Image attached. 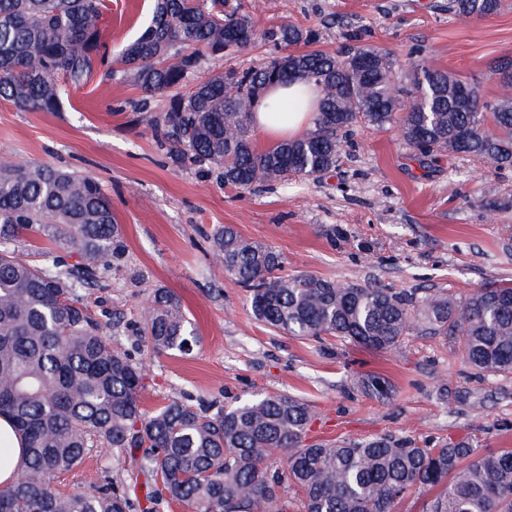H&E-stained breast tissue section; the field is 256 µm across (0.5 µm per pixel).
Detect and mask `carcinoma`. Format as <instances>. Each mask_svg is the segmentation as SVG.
Masks as SVG:
<instances>
[{
  "instance_id": "carcinoma-1",
  "label": "carcinoma",
  "mask_w": 512,
  "mask_h": 512,
  "mask_svg": "<svg viewBox=\"0 0 512 512\" xmlns=\"http://www.w3.org/2000/svg\"><path fill=\"white\" fill-rule=\"evenodd\" d=\"M504 0H448L461 19L497 15ZM104 0H0V99L20 111L56 112L94 70L118 66L146 93L185 85L207 56L259 37L280 60L221 70L172 96L152 121L175 163L189 161L226 186L255 190L339 166L354 128L400 127L414 158L443 150L512 166V56L495 64L501 93L422 60L408 82L388 52L357 45L339 54L299 52L317 40L291 22L259 31L250 17L224 12V0H154L147 26L110 53L102 40ZM305 80L321 99L301 138L260 148L253 114L266 88ZM26 236L43 263L24 259ZM224 273L248 293L254 317L291 336L390 351L417 331L451 339L487 377L512 374V285L491 284L461 300L347 285L311 274L282 275L271 246L224 225L211 235ZM76 257L75 262L67 259ZM127 264L112 202L91 175L0 157V415L13 421L26 455L17 480L0 486V512H154L167 503L189 512H399L432 492L426 512H512V450L477 451L467 439L423 448L385 435L370 441L304 443L314 411L278 392L212 409L173 399L148 410L142 360L112 344L88 312L82 290ZM112 327L137 349L185 356L197 336L177 296L155 288L139 319ZM98 448L134 465L145 495L109 480L63 492L56 478ZM294 491L295 498L288 497Z\"/></svg>"
}]
</instances>
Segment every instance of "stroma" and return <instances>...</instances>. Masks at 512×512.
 <instances>
[{"label": "stroma", "mask_w": 512, "mask_h": 512, "mask_svg": "<svg viewBox=\"0 0 512 512\" xmlns=\"http://www.w3.org/2000/svg\"><path fill=\"white\" fill-rule=\"evenodd\" d=\"M102 35L116 49L134 38L150 0H105ZM227 10L269 29H312L316 49L339 53L355 41L480 84L495 100L492 67L512 55V0L497 15L462 21L448 0H227ZM278 54L260 40L205 58L190 82L221 68L242 70ZM169 97L150 95L127 73L94 72L59 111L21 112L0 100V154L98 179L123 228L130 272H108L86 302L97 317L136 319L154 288L174 292L199 342L182 357H145V408L171 398L227 406L259 393L306 400L315 412L307 442L372 440L391 433L431 447L467 438L480 449H512V375L480 377L460 350L409 336L375 351L326 336L307 339L258 322L247 295L211 253L210 235L231 225L279 252L288 275L459 298L492 282L512 283V169L464 154L411 160L397 129H355L336 170L256 191L224 186L214 174L171 163L151 119ZM378 377L382 393L365 388ZM130 466L91 456L63 475V488L128 480Z\"/></svg>", "instance_id": "obj_1"}]
</instances>
